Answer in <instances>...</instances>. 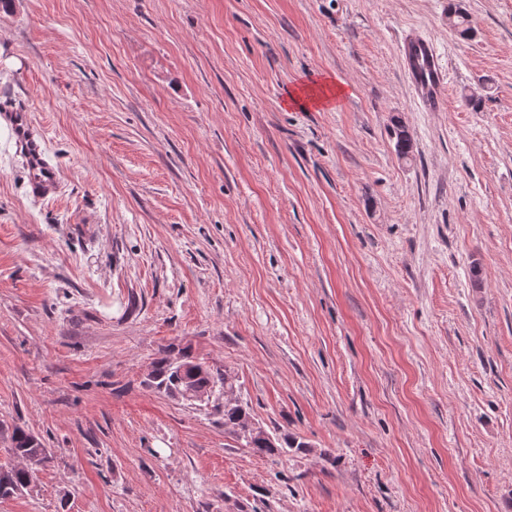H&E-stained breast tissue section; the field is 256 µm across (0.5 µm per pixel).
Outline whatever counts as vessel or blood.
<instances>
[{
	"instance_id": "1",
	"label": "vessel or blood",
	"mask_w": 512,
	"mask_h": 512,
	"mask_svg": "<svg viewBox=\"0 0 512 512\" xmlns=\"http://www.w3.org/2000/svg\"><path fill=\"white\" fill-rule=\"evenodd\" d=\"M419 54L422 67L408 65L409 78L415 93L423 105L436 109V91L446 79V69L434 44L423 37L410 38L405 47V56ZM0 121L10 132V139L16 150L23 155L29 172V187L33 195L47 197L56 194L59 182L53 168L45 161L39 138L26 118L25 111L17 106L0 108Z\"/></svg>"
}]
</instances>
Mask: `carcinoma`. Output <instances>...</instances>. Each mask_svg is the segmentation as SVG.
<instances>
[{
	"label": "carcinoma",
	"instance_id": "cac0c4a2",
	"mask_svg": "<svg viewBox=\"0 0 512 512\" xmlns=\"http://www.w3.org/2000/svg\"><path fill=\"white\" fill-rule=\"evenodd\" d=\"M448 23L463 37L472 32L470 19L466 13L458 9L454 3H448ZM391 137L395 139L397 154L407 159L413 150L412 138L408 128L398 121L392 125ZM148 385L157 392L168 397L180 395L186 397L190 391L221 392L222 388L233 387L231 377L227 372L214 369L206 362L200 361L186 349L180 351V357L172 356L171 347L158 351L151 362V370L147 378ZM224 427L231 430L243 445L255 454L275 456L287 448L304 451L308 445L288 435L273 436L269 433L251 434L238 429V421L250 415L247 407L241 403L227 404L222 410ZM0 429L11 433V445L8 448L13 458L29 460L30 468L16 467L12 464L0 465V499H9L31 490L35 470L51 460L50 449L46 448L41 438L18 425L7 426L0 424Z\"/></svg>",
	"mask_w": 512,
	"mask_h": 512
}]
</instances>
